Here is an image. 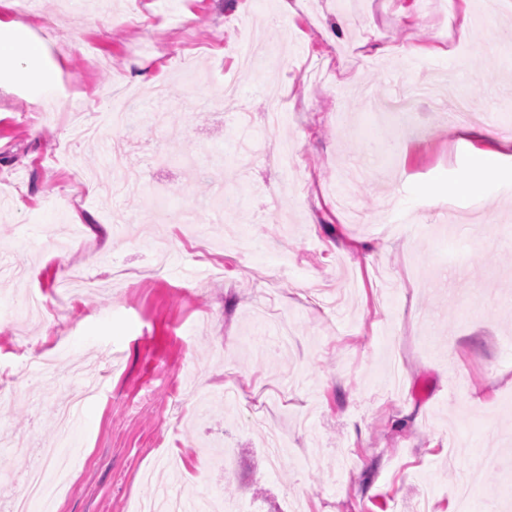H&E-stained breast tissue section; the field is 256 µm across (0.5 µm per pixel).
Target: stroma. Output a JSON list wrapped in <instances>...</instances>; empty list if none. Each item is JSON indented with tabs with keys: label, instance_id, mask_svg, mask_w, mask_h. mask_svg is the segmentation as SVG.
Instances as JSON below:
<instances>
[{
	"label": "stroma",
	"instance_id": "1",
	"mask_svg": "<svg viewBox=\"0 0 512 512\" xmlns=\"http://www.w3.org/2000/svg\"><path fill=\"white\" fill-rule=\"evenodd\" d=\"M343 2L0 0L54 78L0 80V512L46 444L79 451L55 512H134L157 471L229 512H512V386L491 382L512 376V0ZM464 24L448 55L399 52ZM416 87L401 124L384 105ZM459 91L481 124H449ZM60 95L92 124L130 102L141 131L72 143ZM496 150L479 196H447ZM102 269L79 303L57 286ZM41 289L52 310L22 325Z\"/></svg>",
	"mask_w": 512,
	"mask_h": 512
}]
</instances>
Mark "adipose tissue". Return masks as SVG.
<instances>
[{"mask_svg": "<svg viewBox=\"0 0 512 512\" xmlns=\"http://www.w3.org/2000/svg\"><path fill=\"white\" fill-rule=\"evenodd\" d=\"M43 43L23 26L0 21V70H8L12 79L23 83L50 86L52 74L44 65Z\"/></svg>", "mask_w": 512, "mask_h": 512, "instance_id": "1", "label": "adipose tissue"}]
</instances>
